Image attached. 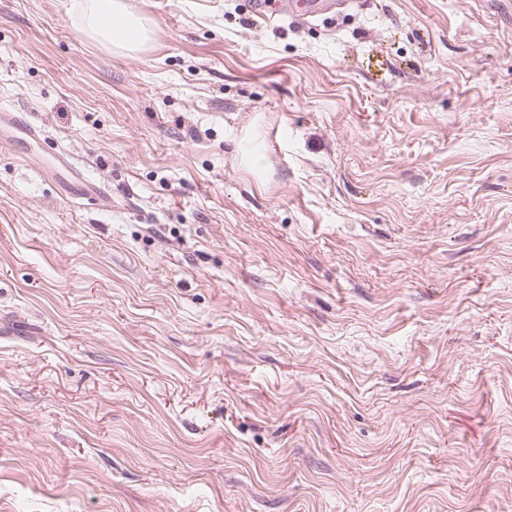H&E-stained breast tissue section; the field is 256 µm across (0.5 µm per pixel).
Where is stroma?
Listing matches in <instances>:
<instances>
[{"mask_svg":"<svg viewBox=\"0 0 512 512\" xmlns=\"http://www.w3.org/2000/svg\"><path fill=\"white\" fill-rule=\"evenodd\" d=\"M79 2L0 0V512H512V0ZM125 1H81V31L110 49L119 52L138 50L149 39V23ZM300 10L295 13L296 20L307 22L310 18L334 14L336 8H343L352 3L347 0H302ZM63 166H65L69 172L79 180L84 188L77 193L76 196L73 197V200H77L79 198H88L96 201H101L104 204L109 205L111 200L110 197L106 196L101 192L95 184L88 181L84 178L80 169L69 159L68 155L65 153H60V156L56 158Z\"/></svg>","mask_w":512,"mask_h":512,"instance_id":"stroma-1","label":"stroma"}]
</instances>
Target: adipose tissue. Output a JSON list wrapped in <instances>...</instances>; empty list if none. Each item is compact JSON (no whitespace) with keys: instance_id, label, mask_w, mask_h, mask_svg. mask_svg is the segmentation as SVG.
Wrapping results in <instances>:
<instances>
[{"instance_id":"adipose-tissue-1","label":"adipose tissue","mask_w":512,"mask_h":512,"mask_svg":"<svg viewBox=\"0 0 512 512\" xmlns=\"http://www.w3.org/2000/svg\"><path fill=\"white\" fill-rule=\"evenodd\" d=\"M80 13L82 32L110 49L133 52L149 38L148 21L127 0H81Z\"/></svg>"}]
</instances>
